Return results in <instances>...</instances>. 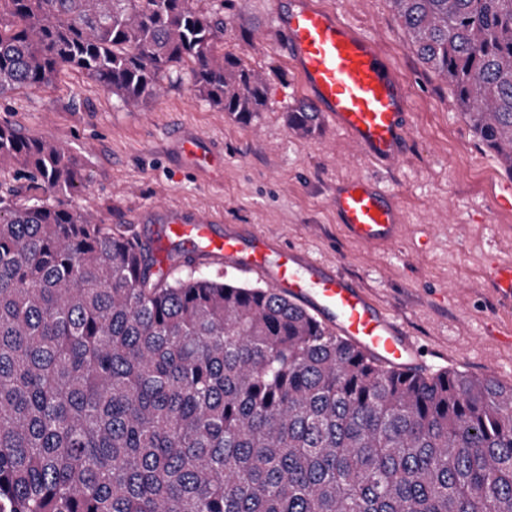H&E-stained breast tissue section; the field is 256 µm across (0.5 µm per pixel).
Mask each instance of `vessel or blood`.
I'll return each instance as SVG.
<instances>
[{"label":"vessel or blood","instance_id":"1","mask_svg":"<svg viewBox=\"0 0 512 512\" xmlns=\"http://www.w3.org/2000/svg\"><path fill=\"white\" fill-rule=\"evenodd\" d=\"M277 34L312 108L358 144L379 171L393 170L412 145L410 95L393 66L383 59L377 41L336 11L311 0H296L280 20ZM180 144L192 166L207 168L220 162L218 147H204L190 136L182 137ZM332 204L338 223L366 247L386 245L397 238L400 208L380 181L340 183ZM164 222L168 235L193 242L192 247L173 250L169 263L208 256L240 272L256 274L364 352L395 367L414 366L416 346L406 328L355 280L237 224L225 225L218 235L209 216L171 207ZM490 281L502 298H511L512 260L501 261Z\"/></svg>","mask_w":512,"mask_h":512}]
</instances>
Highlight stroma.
Here are the masks:
<instances>
[{"label": "stroma", "mask_w": 512, "mask_h": 512, "mask_svg": "<svg viewBox=\"0 0 512 512\" xmlns=\"http://www.w3.org/2000/svg\"><path fill=\"white\" fill-rule=\"evenodd\" d=\"M376 39L411 96L413 147L382 178L403 210L398 238L370 250L336 222L337 180L372 176L362 150L328 121L301 137L288 114L305 97L276 36L290 0H236L224 14L225 50L261 70L266 104L249 124L210 105L189 78L171 70L165 90L136 109L104 93L77 68L49 87L0 99V122L29 137L58 142L79 160L84 182L70 206L92 212L154 248L162 247L156 211L180 207L252 224L308 251L357 280L424 350L419 370H458L512 384V302L491 288L499 260H512V185L458 111L447 84L411 52L386 0H315ZM223 148L222 162L185 164L179 134Z\"/></svg>", "instance_id": "35a3bbf8"}]
</instances>
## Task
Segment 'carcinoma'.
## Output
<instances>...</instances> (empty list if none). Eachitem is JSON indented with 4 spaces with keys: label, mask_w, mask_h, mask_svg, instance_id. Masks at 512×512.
<instances>
[{
    "label": "carcinoma",
    "mask_w": 512,
    "mask_h": 512,
    "mask_svg": "<svg viewBox=\"0 0 512 512\" xmlns=\"http://www.w3.org/2000/svg\"><path fill=\"white\" fill-rule=\"evenodd\" d=\"M512 174V0H387ZM195 0H0V97L75 66L135 109L177 64L249 122L264 74ZM304 103L288 113L317 129ZM0 512H512V385L379 363L272 288L159 269L0 122Z\"/></svg>",
    "instance_id": "cac0c4a2"
}]
</instances>
